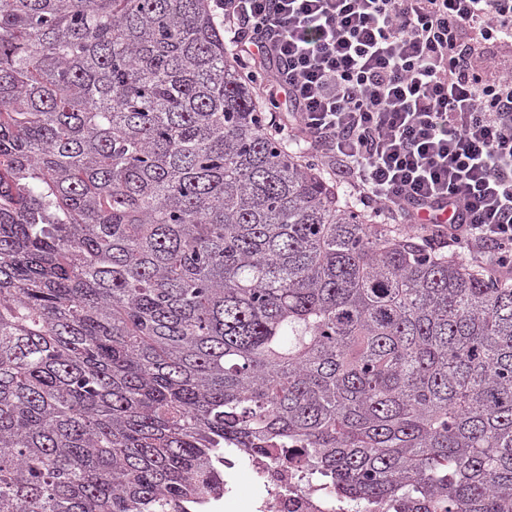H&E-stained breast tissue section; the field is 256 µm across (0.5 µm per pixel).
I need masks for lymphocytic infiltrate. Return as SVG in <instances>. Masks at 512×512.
<instances>
[{
  "label": "lymphocytic infiltrate",
  "mask_w": 512,
  "mask_h": 512,
  "mask_svg": "<svg viewBox=\"0 0 512 512\" xmlns=\"http://www.w3.org/2000/svg\"><path fill=\"white\" fill-rule=\"evenodd\" d=\"M265 123L356 204L512 282V0H212Z\"/></svg>",
  "instance_id": "lymphocytic-infiltrate-1"
}]
</instances>
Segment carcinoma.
Returning <instances> with one entry per match:
<instances>
[{
  "mask_svg": "<svg viewBox=\"0 0 512 512\" xmlns=\"http://www.w3.org/2000/svg\"><path fill=\"white\" fill-rule=\"evenodd\" d=\"M294 444L512 512V286L269 135L208 0H0V512H206Z\"/></svg>",
  "mask_w": 512,
  "mask_h": 512,
  "instance_id": "cac0c4a2",
  "label": "carcinoma"
}]
</instances>
